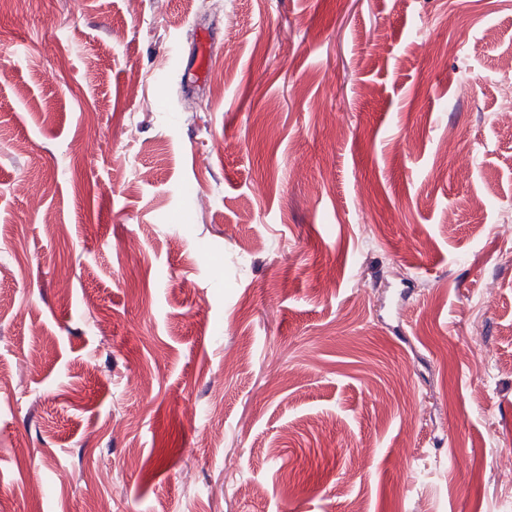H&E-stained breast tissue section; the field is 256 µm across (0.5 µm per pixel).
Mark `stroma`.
<instances>
[{
    "label": "stroma",
    "instance_id": "obj_1",
    "mask_svg": "<svg viewBox=\"0 0 512 512\" xmlns=\"http://www.w3.org/2000/svg\"><path fill=\"white\" fill-rule=\"evenodd\" d=\"M511 63L512 0H12L11 512H512Z\"/></svg>",
    "mask_w": 512,
    "mask_h": 512
}]
</instances>
